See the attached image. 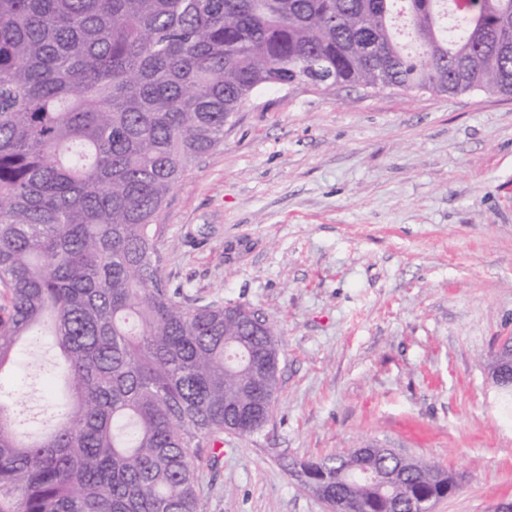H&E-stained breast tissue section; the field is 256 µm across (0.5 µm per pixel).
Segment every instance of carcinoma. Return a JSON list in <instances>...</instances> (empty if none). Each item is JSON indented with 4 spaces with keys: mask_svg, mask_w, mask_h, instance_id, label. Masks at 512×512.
<instances>
[{
    "mask_svg": "<svg viewBox=\"0 0 512 512\" xmlns=\"http://www.w3.org/2000/svg\"><path fill=\"white\" fill-rule=\"evenodd\" d=\"M299 85L512 95V0H0V371L45 326L70 393L30 439L0 389V512H198L200 448L269 421L272 327L181 302L158 220L258 91ZM355 464L310 461L380 512Z\"/></svg>",
    "mask_w": 512,
    "mask_h": 512,
    "instance_id": "cac0c4a2",
    "label": "carcinoma"
}]
</instances>
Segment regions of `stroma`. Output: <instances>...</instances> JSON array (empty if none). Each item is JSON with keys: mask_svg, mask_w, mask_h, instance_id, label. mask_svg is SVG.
<instances>
[{"mask_svg": "<svg viewBox=\"0 0 512 512\" xmlns=\"http://www.w3.org/2000/svg\"><path fill=\"white\" fill-rule=\"evenodd\" d=\"M158 224L182 302L245 304L281 351L263 432L202 448L199 512H326L289 463L370 443L455 475L434 512L512 499V406L487 379L512 337V96L263 90ZM53 360L0 374L22 429L58 422Z\"/></svg>", "mask_w": 512, "mask_h": 512, "instance_id": "stroma-1", "label": "stroma"}]
</instances>
